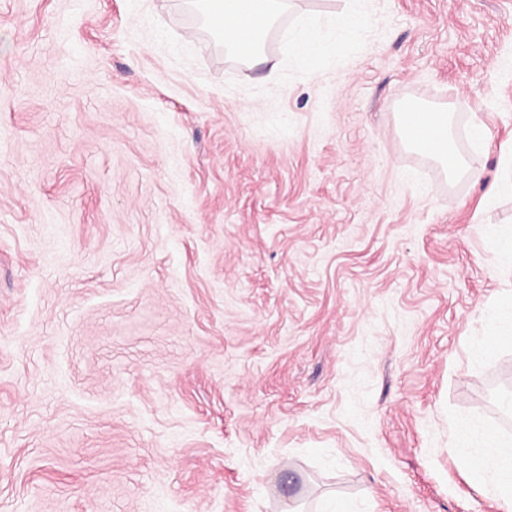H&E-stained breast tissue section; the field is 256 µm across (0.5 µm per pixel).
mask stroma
Returning a JSON list of instances; mask_svg holds the SVG:
<instances>
[{
  "label": "stroma",
  "instance_id": "stroma-1",
  "mask_svg": "<svg viewBox=\"0 0 512 512\" xmlns=\"http://www.w3.org/2000/svg\"><path fill=\"white\" fill-rule=\"evenodd\" d=\"M263 45L0 0V512H501L452 424L512 440V0H294ZM322 38V29L314 20L301 21L288 40V48L304 62H310L317 54ZM420 109L428 111V113L433 115L437 120L438 127L434 131L432 120L422 113L423 111L411 107L404 108L402 112H397V117L400 133L405 142L413 147L426 151L446 168L448 173L457 174L465 172L470 177H476V173L466 167L462 157L448 143L451 133L452 114L448 112L447 107H421ZM404 112V124L415 138L421 140L427 139L432 136L434 131L433 144L424 145L408 133L403 125Z\"/></svg>",
  "mask_w": 512,
  "mask_h": 512
}]
</instances>
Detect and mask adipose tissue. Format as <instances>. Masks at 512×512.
I'll list each match as a JSON object with an SVG mask.
<instances>
[{
  "instance_id": "obj_1",
  "label": "adipose tissue",
  "mask_w": 512,
  "mask_h": 512,
  "mask_svg": "<svg viewBox=\"0 0 512 512\" xmlns=\"http://www.w3.org/2000/svg\"><path fill=\"white\" fill-rule=\"evenodd\" d=\"M205 20L219 26L220 32L234 52L244 60L260 62L263 37L278 17L287 11L289 0H252L250 13L240 11L242 0H192ZM248 29V39H241L240 29ZM438 123L433 142L427 153L449 173L465 171L462 157L450 146L451 114L447 107L430 110ZM457 453L471 479L490 488L503 512H512V447L500 444L493 427H485L475 434L468 423L462 422L456 431Z\"/></svg>"
}]
</instances>
